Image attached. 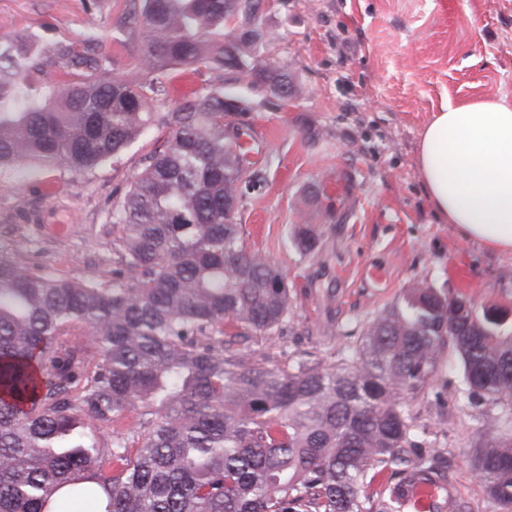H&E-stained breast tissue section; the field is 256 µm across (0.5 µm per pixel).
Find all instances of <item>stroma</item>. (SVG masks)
<instances>
[{
    "label": "stroma",
    "mask_w": 512,
    "mask_h": 512,
    "mask_svg": "<svg viewBox=\"0 0 512 512\" xmlns=\"http://www.w3.org/2000/svg\"><path fill=\"white\" fill-rule=\"evenodd\" d=\"M123 7L124 0H0V38L76 46L93 28L108 71L123 73L137 50L113 29ZM267 25L264 54L300 93L281 109L267 105L265 88L236 86L251 107L265 178L236 218L247 249L286 273L289 302L278 328L251 335L240 350L269 368L339 364L363 328L418 283L506 310L511 327L512 253L441 221L417 158L423 129L446 102L512 105V0H279ZM223 84L220 72L171 70L158 109ZM169 133L156 124L90 170L58 164L0 176V253L111 287L122 251L113 214ZM297 224L312 225L313 254L293 244ZM404 411L426 447L451 459L454 494L470 512H490L470 450L502 409L470 407L453 351Z\"/></svg>",
    "instance_id": "1"
}]
</instances>
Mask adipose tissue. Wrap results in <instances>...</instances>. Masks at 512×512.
<instances>
[{"mask_svg": "<svg viewBox=\"0 0 512 512\" xmlns=\"http://www.w3.org/2000/svg\"><path fill=\"white\" fill-rule=\"evenodd\" d=\"M418 170L442 221L466 239L512 252V106L444 105L421 135Z\"/></svg>", "mask_w": 512, "mask_h": 512, "instance_id": "1", "label": "adipose tissue"}]
</instances>
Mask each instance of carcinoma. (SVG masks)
Returning <instances> with one entry per match:
<instances>
[{
    "label": "carcinoma",
    "mask_w": 512,
    "mask_h": 512,
    "mask_svg": "<svg viewBox=\"0 0 512 512\" xmlns=\"http://www.w3.org/2000/svg\"><path fill=\"white\" fill-rule=\"evenodd\" d=\"M116 27L137 42L125 73L78 81L46 68L30 38L0 41V174L118 156L155 121L171 127L114 215L123 249L112 287L0 256V512H404L415 484L430 512L448 458L422 446L404 400L454 350L470 404L507 415L472 450L496 512H512V331L502 317L422 286L373 319L330 368L251 362L236 348L277 326L287 275L246 250L235 213L261 188L260 146L231 89L171 112L170 69H220L279 101L298 88L262 53L263 0H127ZM94 34L72 65L98 70ZM303 254L317 245L298 224ZM131 408L137 425L107 427Z\"/></svg>",
    "instance_id": "carcinoma-1"
}]
</instances>
